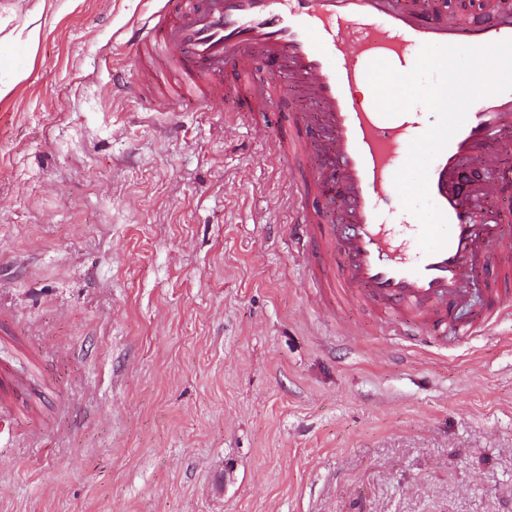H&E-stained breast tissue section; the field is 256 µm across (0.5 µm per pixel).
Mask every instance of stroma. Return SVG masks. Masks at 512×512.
<instances>
[{
  "instance_id": "35a3bbf8",
  "label": "stroma",
  "mask_w": 512,
  "mask_h": 512,
  "mask_svg": "<svg viewBox=\"0 0 512 512\" xmlns=\"http://www.w3.org/2000/svg\"><path fill=\"white\" fill-rule=\"evenodd\" d=\"M44 2L0 32V512H512V320L320 306L254 113L124 95L161 0ZM40 19L41 11L36 8L31 12L29 18L21 27H14L11 29L8 37L26 46H35L42 35Z\"/></svg>"
}]
</instances>
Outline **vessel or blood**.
<instances>
[{
    "label": "vessel or blood",
    "instance_id": "1",
    "mask_svg": "<svg viewBox=\"0 0 512 512\" xmlns=\"http://www.w3.org/2000/svg\"><path fill=\"white\" fill-rule=\"evenodd\" d=\"M512 39V0H483L478 14L448 0H164L128 28L124 47L136 87L178 70L185 99L216 111L230 99L251 111L310 104L288 135L271 138L293 176L290 240L313 257L310 277L323 298L375 311L399 342L447 348L512 318V92L479 99L434 159L429 192L449 225L432 253L416 223L389 224L401 199L394 177L412 131L378 111L373 91L356 98L368 65L395 62L422 45L484 46ZM475 173L463 182L464 173ZM495 264L499 287L486 289L480 320L461 319L472 286Z\"/></svg>",
    "mask_w": 512,
    "mask_h": 512
}]
</instances>
